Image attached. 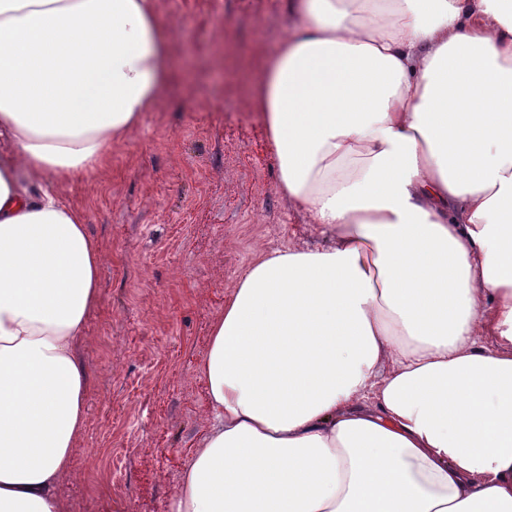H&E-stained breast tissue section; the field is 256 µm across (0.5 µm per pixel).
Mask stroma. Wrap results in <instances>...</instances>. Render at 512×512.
<instances>
[{"mask_svg": "<svg viewBox=\"0 0 512 512\" xmlns=\"http://www.w3.org/2000/svg\"><path fill=\"white\" fill-rule=\"evenodd\" d=\"M169 77L143 123L89 178L56 186L101 248V301L81 354L86 428L61 489L69 512H170L206 430L195 366L262 249L328 246L277 189L252 89L291 25L284 0H156Z\"/></svg>", "mask_w": 512, "mask_h": 512, "instance_id": "obj_1", "label": "stroma"}]
</instances>
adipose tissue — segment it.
Masks as SVG:
<instances>
[{"label": "adipose tissue", "instance_id": "ef3b65f1", "mask_svg": "<svg viewBox=\"0 0 512 512\" xmlns=\"http://www.w3.org/2000/svg\"><path fill=\"white\" fill-rule=\"evenodd\" d=\"M287 4L255 109L333 243L239 277L171 512H512V0ZM172 39L155 0H0V512L67 510L103 255L54 186Z\"/></svg>", "mask_w": 512, "mask_h": 512}]
</instances>
